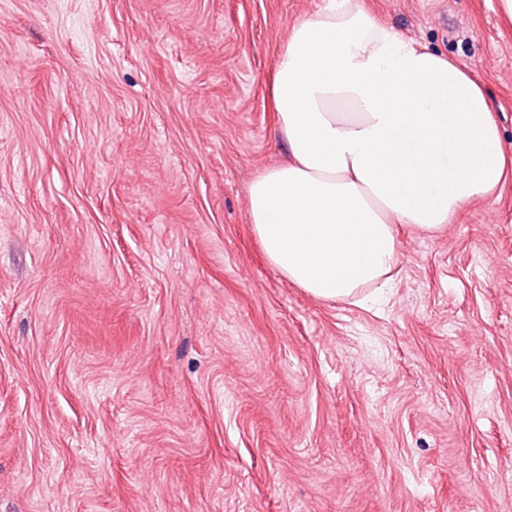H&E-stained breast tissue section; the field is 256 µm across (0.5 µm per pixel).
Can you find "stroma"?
<instances>
[{
    "instance_id": "1",
    "label": "stroma",
    "mask_w": 512,
    "mask_h": 512,
    "mask_svg": "<svg viewBox=\"0 0 512 512\" xmlns=\"http://www.w3.org/2000/svg\"><path fill=\"white\" fill-rule=\"evenodd\" d=\"M470 66L512 150L497 0H367ZM324 0H0V512H503L512 179L390 288L324 302L248 187Z\"/></svg>"
}]
</instances>
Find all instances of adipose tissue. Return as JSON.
Segmentation results:
<instances>
[{
  "mask_svg": "<svg viewBox=\"0 0 512 512\" xmlns=\"http://www.w3.org/2000/svg\"><path fill=\"white\" fill-rule=\"evenodd\" d=\"M271 98L288 160L250 184V222L272 265L321 300L386 287L400 228L437 232L512 178L481 81L364 0L295 22Z\"/></svg>",
  "mask_w": 512,
  "mask_h": 512,
  "instance_id": "ef3b65f1",
  "label": "adipose tissue"
}]
</instances>
